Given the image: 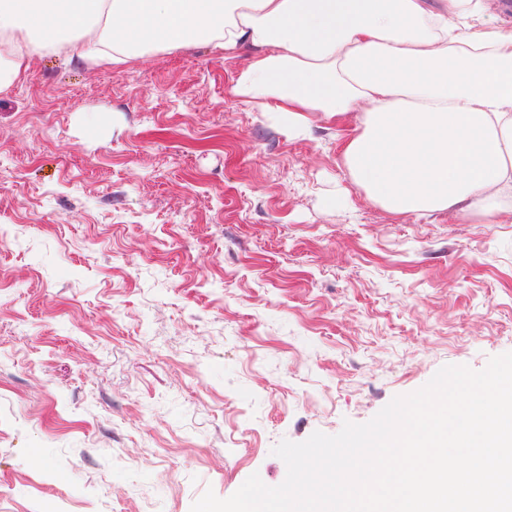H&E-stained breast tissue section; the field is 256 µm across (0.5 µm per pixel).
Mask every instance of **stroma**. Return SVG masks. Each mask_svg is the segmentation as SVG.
<instances>
[{"mask_svg": "<svg viewBox=\"0 0 512 512\" xmlns=\"http://www.w3.org/2000/svg\"><path fill=\"white\" fill-rule=\"evenodd\" d=\"M254 55L46 53L0 92V512H190L281 440L512 351V223L393 215Z\"/></svg>", "mask_w": 512, "mask_h": 512, "instance_id": "stroma-1", "label": "stroma"}]
</instances>
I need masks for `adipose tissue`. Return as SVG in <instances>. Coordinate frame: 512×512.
I'll return each mask as SVG.
<instances>
[{"mask_svg": "<svg viewBox=\"0 0 512 512\" xmlns=\"http://www.w3.org/2000/svg\"><path fill=\"white\" fill-rule=\"evenodd\" d=\"M472 0H0V91L45 53L136 61L147 49L255 48L232 95L287 131L355 115L353 182L393 214L511 224L512 27L472 31Z\"/></svg>", "mask_w": 512, "mask_h": 512, "instance_id": "adipose-tissue-1", "label": "adipose tissue"}]
</instances>
